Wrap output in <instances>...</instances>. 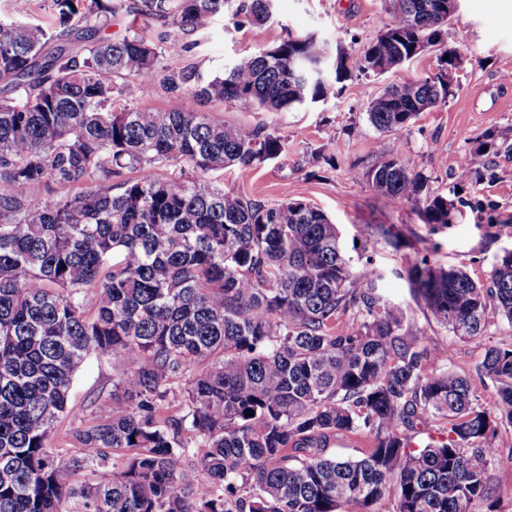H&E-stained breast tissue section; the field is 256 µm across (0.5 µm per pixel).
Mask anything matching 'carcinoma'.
<instances>
[{"instance_id": "cac0c4a2", "label": "carcinoma", "mask_w": 512, "mask_h": 512, "mask_svg": "<svg viewBox=\"0 0 512 512\" xmlns=\"http://www.w3.org/2000/svg\"><path fill=\"white\" fill-rule=\"evenodd\" d=\"M49 2L44 26L0 19V512H67L74 497L81 512H472L490 494L499 426H512V336L481 363L496 384L494 417L382 298L381 272L351 267L321 209L268 206L207 178L246 176L287 142L200 109L280 110L325 99L354 68L384 75L440 42L448 0H388L391 23L352 65L339 46L290 35L212 79L168 69L135 30L101 34L103 19L121 11L194 32L228 0ZM240 11L262 25L272 5L247 0ZM159 83L185 88L179 107L123 103ZM449 92L442 68L386 89L367 117L398 131ZM375 153L354 178L414 202L425 224L449 223L452 201L420 197L412 158ZM181 164L190 173H149ZM405 273L428 322L460 338L496 318L512 326V254L484 281L426 257ZM93 353L121 368L112 396L72 432L85 453L55 451ZM175 379L182 412L165 415ZM429 416L446 438L411 446ZM345 433L371 439L367 456L327 454ZM118 449L129 454L112 473L75 485ZM191 457L200 485L184 475Z\"/></svg>"}]
</instances>
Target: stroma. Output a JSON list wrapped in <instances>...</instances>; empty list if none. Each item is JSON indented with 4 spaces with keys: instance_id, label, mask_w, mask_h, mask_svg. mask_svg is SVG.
<instances>
[{
    "instance_id": "1",
    "label": "stroma",
    "mask_w": 512,
    "mask_h": 512,
    "mask_svg": "<svg viewBox=\"0 0 512 512\" xmlns=\"http://www.w3.org/2000/svg\"><path fill=\"white\" fill-rule=\"evenodd\" d=\"M388 21L383 0H275L271 20L257 26L232 2L206 30L179 34L180 52L166 55L164 62L171 69L207 78L230 67L240 54L278 43L291 33L316 34L354 55ZM444 40L462 55L448 99L400 131L381 133L372 127L367 103L388 85L437 72V51L425 52L378 78L353 73L339 94L317 104L278 111L245 110L232 102L214 107L216 119L228 125L265 126L282 136L288 149L250 175L218 171L211 179L268 205L298 199L328 214L342 232V250L353 268L373 261L383 275L384 299L400 306L407 323L421 330V343L431 357L478 380L479 402L493 414L498 406L496 387L480 379L479 367L486 349L511 335L512 326L500 322L486 336L462 340L429 324L404 268L427 256L483 280L505 251L512 250V82L501 77L504 65L512 63V0H459ZM488 134L502 143V150L477 152V141ZM377 147L391 157L413 158L423 177L424 194L448 196L454 204L448 225L422 223L414 203H389L355 180V172L374 163ZM317 151L325 160L310 165L309 155ZM466 156L472 160L473 180L462 185L457 168ZM376 224L396 225L402 246L393 247L373 234ZM116 376L107 357L94 353L87 358L74 379L69 413L60 419L52 448L73 449L70 431L94 420V401L111 392ZM495 445L493 468L500 478L491 485L490 502L475 503L473 512H512V480L506 477L512 471V427H499Z\"/></svg>"
}]
</instances>
